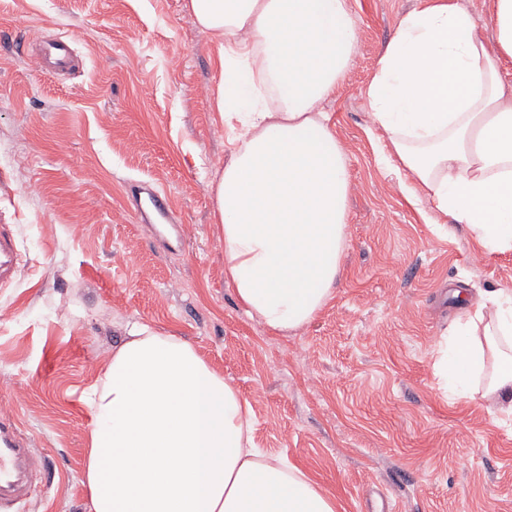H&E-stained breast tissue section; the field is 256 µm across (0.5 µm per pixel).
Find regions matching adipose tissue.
<instances>
[{
    "label": "adipose tissue",
    "mask_w": 512,
    "mask_h": 512,
    "mask_svg": "<svg viewBox=\"0 0 512 512\" xmlns=\"http://www.w3.org/2000/svg\"><path fill=\"white\" fill-rule=\"evenodd\" d=\"M490 28L461 0H418L367 89L374 123L428 198L432 223L468 225L512 252V0H487ZM219 40L217 108L242 131L209 185L224 281L269 332L307 327L333 296L348 224L345 156L320 104L357 50L349 0H184ZM273 91L276 107L265 103ZM444 391L512 414V291L435 346ZM84 403L89 512H338L297 466L253 446L252 408L188 343L133 323Z\"/></svg>",
    "instance_id": "adipose-tissue-1"
}]
</instances>
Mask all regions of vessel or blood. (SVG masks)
<instances>
[{
	"instance_id": "vessel-or-blood-1",
	"label": "vessel or blood",
	"mask_w": 512,
	"mask_h": 512,
	"mask_svg": "<svg viewBox=\"0 0 512 512\" xmlns=\"http://www.w3.org/2000/svg\"><path fill=\"white\" fill-rule=\"evenodd\" d=\"M35 56L53 63L57 72L67 74L78 69V57L70 41L53 37L43 42ZM131 192L139 209L152 210L169 217L165 192L132 184ZM19 265V251L12 225L0 224V289L13 287ZM29 441L21 430L13 410L0 412V508L24 501L41 476L27 466Z\"/></svg>"
}]
</instances>
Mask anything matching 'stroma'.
<instances>
[{
	"mask_svg": "<svg viewBox=\"0 0 512 512\" xmlns=\"http://www.w3.org/2000/svg\"><path fill=\"white\" fill-rule=\"evenodd\" d=\"M415 0H350L358 51L322 103L350 182L343 275L297 334L275 336L224 283L209 183L239 124L216 107L217 39L183 0H0V224L20 253L0 291V376L35 468L15 512H87L80 397L140 322L189 342L253 411L254 441L299 466L344 512H512V419L444 395L434 348L466 314L451 295L512 289V252L462 224H430L390 159L365 95ZM71 41L75 73L39 68L37 42ZM166 191L183 236L156 235L131 182Z\"/></svg>",
	"mask_w": 512,
	"mask_h": 512,
	"instance_id": "stroma-1",
	"label": "stroma"
}]
</instances>
